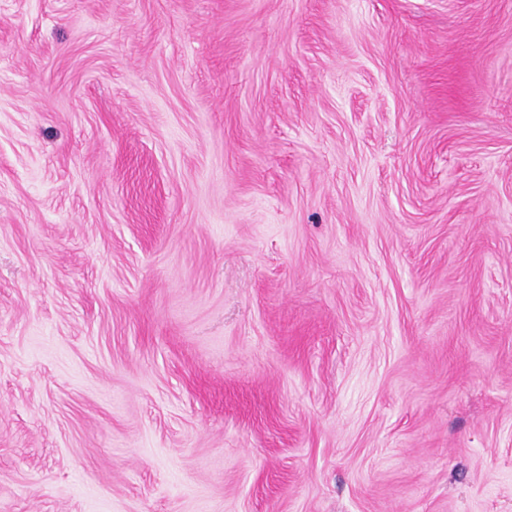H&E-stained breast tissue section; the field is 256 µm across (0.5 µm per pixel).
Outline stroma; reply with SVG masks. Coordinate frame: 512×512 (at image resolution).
Returning <instances> with one entry per match:
<instances>
[{"label": "stroma", "instance_id": "1", "mask_svg": "<svg viewBox=\"0 0 512 512\" xmlns=\"http://www.w3.org/2000/svg\"><path fill=\"white\" fill-rule=\"evenodd\" d=\"M0 512H512V0H0Z\"/></svg>", "mask_w": 512, "mask_h": 512}]
</instances>
